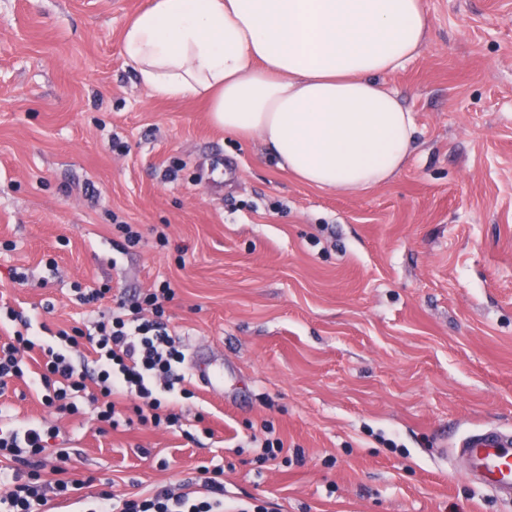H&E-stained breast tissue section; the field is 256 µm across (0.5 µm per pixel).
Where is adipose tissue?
I'll use <instances>...</instances> for the list:
<instances>
[{
	"mask_svg": "<svg viewBox=\"0 0 512 512\" xmlns=\"http://www.w3.org/2000/svg\"><path fill=\"white\" fill-rule=\"evenodd\" d=\"M427 36L422 0H150L119 51L153 92L260 135L298 180L356 193L409 161L413 115L377 77Z\"/></svg>",
	"mask_w": 512,
	"mask_h": 512,
	"instance_id": "adipose-tissue-1",
	"label": "adipose tissue"
}]
</instances>
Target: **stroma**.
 Wrapping results in <instances>:
<instances>
[{"mask_svg":"<svg viewBox=\"0 0 512 512\" xmlns=\"http://www.w3.org/2000/svg\"><path fill=\"white\" fill-rule=\"evenodd\" d=\"M148 3L0 0V307L53 340L86 317L75 285L168 281L170 329L223 355L224 392L190 382L180 434L100 431L21 380L0 407L59 426L95 492L215 462L271 512H512L452 448L512 428V0H423L425 47L378 78L413 114L411 158L357 194L142 85L118 43Z\"/></svg>","mask_w":512,"mask_h":512,"instance_id":"stroma-1","label":"stroma"}]
</instances>
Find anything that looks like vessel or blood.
I'll return each instance as SVG.
<instances>
[{"instance_id":"1","label":"vessel or blood","mask_w":512,"mask_h":512,"mask_svg":"<svg viewBox=\"0 0 512 512\" xmlns=\"http://www.w3.org/2000/svg\"><path fill=\"white\" fill-rule=\"evenodd\" d=\"M193 377L210 391H219L222 365L193 357ZM472 480L506 498L512 499V430L480 427L468 432L459 445Z\"/></svg>"}]
</instances>
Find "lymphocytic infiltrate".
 Listing matches in <instances>:
<instances>
[{"label": "lymphocytic infiltrate", "mask_w": 512, "mask_h": 512, "mask_svg": "<svg viewBox=\"0 0 512 512\" xmlns=\"http://www.w3.org/2000/svg\"><path fill=\"white\" fill-rule=\"evenodd\" d=\"M174 298L168 282L148 289L134 299L117 296L109 312L99 313L91 328L59 331L58 342L42 347L43 369L37 380L48 406L69 415L78 414L82 398L96 406V419L104 426L119 423L116 398L135 400L138 422L155 427L179 426V399L191 398L186 388V355L177 335L165 320L166 304ZM35 335L15 332L10 342L0 343V387L25 376L22 351L33 349ZM96 354L93 365L81 358V343ZM60 430L54 426L18 421L0 414V457L24 464L53 451L55 482L43 481L38 471L0 472V512H49L50 494L80 490L83 479L68 476L67 449L51 448ZM194 482L182 484L180 492L163 489L145 498H125L108 490L95 495L94 512H225L224 468L202 465Z\"/></svg>", "instance_id": "lymphocytic-infiltrate-1"}]
</instances>
